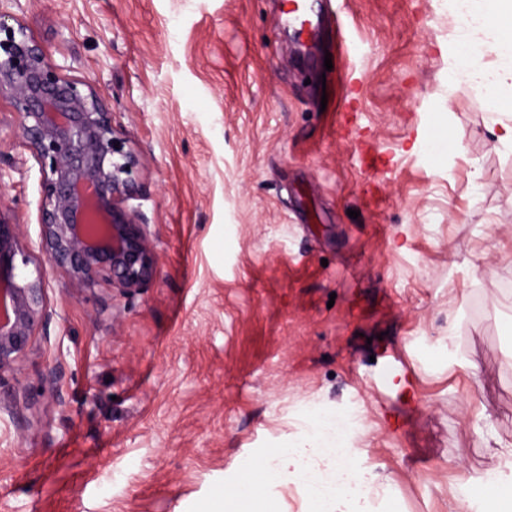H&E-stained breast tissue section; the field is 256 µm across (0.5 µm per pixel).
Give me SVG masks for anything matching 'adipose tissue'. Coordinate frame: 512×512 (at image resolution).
Returning a JSON list of instances; mask_svg holds the SVG:
<instances>
[{"label":"adipose tissue","instance_id":"ef3b65f1","mask_svg":"<svg viewBox=\"0 0 512 512\" xmlns=\"http://www.w3.org/2000/svg\"><path fill=\"white\" fill-rule=\"evenodd\" d=\"M455 12L452 76L459 82L482 77L480 109L495 112L491 134L495 146L512 148V0H461ZM495 51L500 62L486 70L482 59ZM365 451L357 447L336 416H317L307 443L275 449L266 458L241 466L235 491L224 498L223 512H272L267 505L266 482H296L306 489L302 512H351L349 493L339 484L341 471L353 469ZM491 479L479 483L476 496L485 512H512V479L500 478L512 470V444L498 445L489 453Z\"/></svg>","mask_w":512,"mask_h":512}]
</instances>
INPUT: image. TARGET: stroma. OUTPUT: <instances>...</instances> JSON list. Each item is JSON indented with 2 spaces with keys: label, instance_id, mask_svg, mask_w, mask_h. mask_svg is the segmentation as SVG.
<instances>
[{
  "label": "stroma",
  "instance_id": "1",
  "mask_svg": "<svg viewBox=\"0 0 512 512\" xmlns=\"http://www.w3.org/2000/svg\"><path fill=\"white\" fill-rule=\"evenodd\" d=\"M452 7L344 0L303 59L280 0H0L105 97L158 255L125 298L46 268L50 322L0 381L31 403L0 412V512H216L323 411L366 413L364 512L467 498L487 432L512 442V152L448 79ZM442 120L454 144L414 149ZM39 199L1 96L0 217L34 253Z\"/></svg>",
  "mask_w": 512,
  "mask_h": 512
}]
</instances>
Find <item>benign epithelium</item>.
<instances>
[{
	"instance_id": "obj_1",
	"label": "benign epithelium",
	"mask_w": 512,
	"mask_h": 512,
	"mask_svg": "<svg viewBox=\"0 0 512 512\" xmlns=\"http://www.w3.org/2000/svg\"><path fill=\"white\" fill-rule=\"evenodd\" d=\"M2 95L39 165V247L47 262L76 292L136 293L157 262L149 225L126 206L141 194V159L112 126L102 96L60 76L46 48L0 15ZM21 237L19 225L0 218V381L18 370L51 318L43 272Z\"/></svg>"
}]
</instances>
